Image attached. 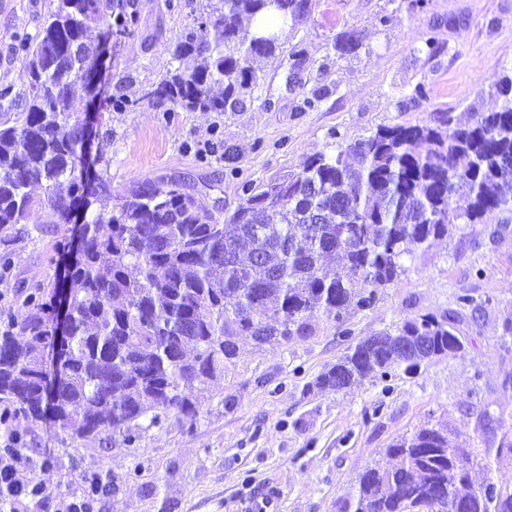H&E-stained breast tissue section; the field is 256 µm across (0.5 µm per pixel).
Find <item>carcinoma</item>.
<instances>
[{"mask_svg":"<svg viewBox=\"0 0 512 512\" xmlns=\"http://www.w3.org/2000/svg\"><path fill=\"white\" fill-rule=\"evenodd\" d=\"M312 0H209L206 20L184 28L172 53L178 66L137 99L202 112H239L257 82L253 63L276 58L310 13ZM270 12L282 27L240 37L243 19ZM136 0H54L34 37L18 41L23 83L8 86L0 113V243L20 233L31 209L48 207L58 224L90 200L112 198L100 177L80 193L78 167H90L72 109L77 82L93 68L91 33L139 29ZM363 46L358 31L336 35L339 58ZM502 106L459 123L394 125L307 158L299 171L261 185L245 182L227 219L205 210L177 178L137 183L109 208L84 216L81 249L58 280L67 291L69 346L63 378L43 386L53 346L55 291L18 285L27 316L0 309V436L18 448L11 422H45L71 438L119 435L130 448L144 422L175 413L189 420L203 393L224 376L239 341L256 345L314 334L320 316L342 319L369 308L375 287L393 282L403 259L456 224H477L512 206V75L496 87ZM46 197L37 199L30 188ZM319 223L311 221V214ZM342 257L332 276L324 260ZM464 349L454 327L430 314L368 336L319 374L314 385L347 391L396 369L412 373L437 356ZM512 457V436L497 448L452 447L448 431L424 427L388 448L392 467L359 477L353 512H512V484H473L480 454Z\"/></svg>","mask_w":512,"mask_h":512,"instance_id":"cac0c4a2","label":"carcinoma"}]
</instances>
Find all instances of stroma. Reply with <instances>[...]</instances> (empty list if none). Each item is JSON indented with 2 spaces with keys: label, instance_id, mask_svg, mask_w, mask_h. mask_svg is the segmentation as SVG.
Masks as SVG:
<instances>
[{
  "label": "stroma",
  "instance_id": "obj_1",
  "mask_svg": "<svg viewBox=\"0 0 512 512\" xmlns=\"http://www.w3.org/2000/svg\"><path fill=\"white\" fill-rule=\"evenodd\" d=\"M136 2L138 32L113 37L105 81L73 98L81 114L90 100L99 102L90 164L116 196L138 182L176 177L209 212L229 214L242 200V180L259 184L296 171L334 141L426 123L440 112L466 119L498 109L494 85L512 72V0H314L295 30L304 51L301 85L290 86L287 57L259 59L258 84L243 111L169 112L144 103L119 112L110 98L139 97L174 67L178 37L201 21L206 0H181L175 12L165 0ZM49 4L0 0V88L19 83L14 40L38 33ZM384 15L389 25H380ZM349 29L363 34L364 46L341 59L330 43ZM431 36L442 48L434 58L423 50ZM421 84L424 99L415 95ZM315 92L321 100L307 108ZM268 99L274 108L265 107ZM66 230L49 210L31 211L7 248L13 268L0 278V307L25 317L16 287L53 283L61 268L54 244ZM404 266L378 288L373 306L338 322L320 318L312 336L260 348L242 343L223 380L204 392L195 422L169 416L142 430L137 448L74 441L53 426L14 420V431L32 443L17 481L66 504L81 497L91 475L121 477L118 492L95 501L93 512H238L240 502L270 486L280 493V512H344L358 475L424 425L446 426L450 438L474 448L482 445L479 425L493 434L512 430V333L504 330L512 321V211L456 225ZM464 296L469 304H461ZM427 313L453 324L461 353L346 392L314 388L359 340Z\"/></svg>",
  "mask_w": 512,
  "mask_h": 512
}]
</instances>
